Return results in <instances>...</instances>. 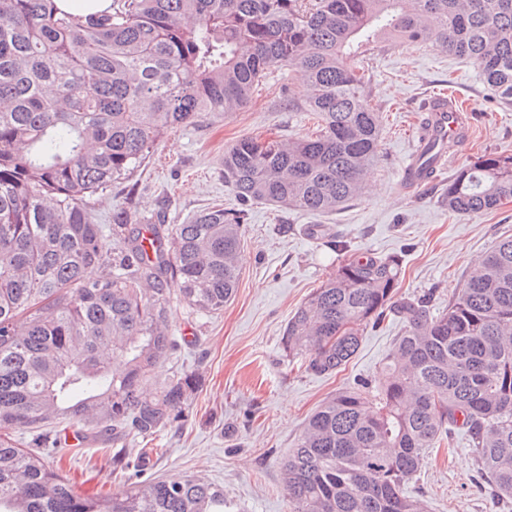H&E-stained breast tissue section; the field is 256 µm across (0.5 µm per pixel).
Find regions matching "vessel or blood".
Listing matches in <instances>:
<instances>
[{"label": "vessel or blood", "mask_w": 512, "mask_h": 512, "mask_svg": "<svg viewBox=\"0 0 512 512\" xmlns=\"http://www.w3.org/2000/svg\"><path fill=\"white\" fill-rule=\"evenodd\" d=\"M424 112L419 136L422 148L410 155L402 172L405 181L415 187L431 183L438 170L446 167L448 143L465 134L468 119L465 109L449 95L427 101Z\"/></svg>", "instance_id": "vessel-or-blood-1"}]
</instances>
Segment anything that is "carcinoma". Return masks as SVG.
Wrapping results in <instances>:
<instances>
[{
	"mask_svg": "<svg viewBox=\"0 0 512 512\" xmlns=\"http://www.w3.org/2000/svg\"><path fill=\"white\" fill-rule=\"evenodd\" d=\"M382 37L469 60L512 105V0H112L88 19L0 0V512H224L223 487L183 474L83 491L54 465L57 432L76 423L112 442L125 475L139 468L129 436L184 418L195 371L142 391L178 347L173 299L224 310L253 204L329 214L362 195L381 125L355 57ZM273 65L304 73L316 128L224 152L239 208L172 230L124 207L94 222L90 198L166 131L245 108ZM511 200L512 154L478 153L448 177L452 216ZM332 248L336 266L284 328L288 360L329 375L385 312L405 327L377 394L340 391L306 420L281 462L288 512H424L406 485L456 430L496 501H512V234L437 315L426 296L394 300L399 257Z\"/></svg>",
	"mask_w": 512,
	"mask_h": 512,
	"instance_id": "obj_1",
	"label": "carcinoma"
}]
</instances>
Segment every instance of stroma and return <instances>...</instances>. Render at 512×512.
I'll return each mask as SVG.
<instances>
[{
	"instance_id": "35a3bbf8",
	"label": "stroma",
	"mask_w": 512,
	"mask_h": 512,
	"mask_svg": "<svg viewBox=\"0 0 512 512\" xmlns=\"http://www.w3.org/2000/svg\"><path fill=\"white\" fill-rule=\"evenodd\" d=\"M371 65V103L380 114L382 140L366 194L321 215L253 205L234 297L217 315L174 302L169 331L178 349L146 385L151 392L177 370L198 372L200 386L184 420L134 445L164 451L151 457L146 477L180 473L223 486L226 512H288L280 462L305 418L338 390L377 388L383 359L403 332L402 321L387 316L367 330L344 368L326 376L308 374L283 355L280 338L289 317L336 261L329 240H343L359 253L400 255L399 297L431 294L440 312L475 259L512 231V201L485 214L450 216L447 173L411 191L400 187L428 99L449 91L469 107L466 142L448 144L460 166L480 151L512 153V107L499 103L468 61L432 45L384 41ZM304 95L301 73L269 67L243 110L169 130L131 180L96 195L97 223H111L118 204L140 216L165 211L171 224L188 223L216 204L237 208L224 184L225 149L246 136L312 132L309 113L299 107ZM453 443L454 451H433L407 493L420 497L427 512H512V503L493 506L464 436L454 435ZM60 467L63 475L109 493L131 485L113 474L105 445L91 439L67 449Z\"/></svg>"
}]
</instances>
